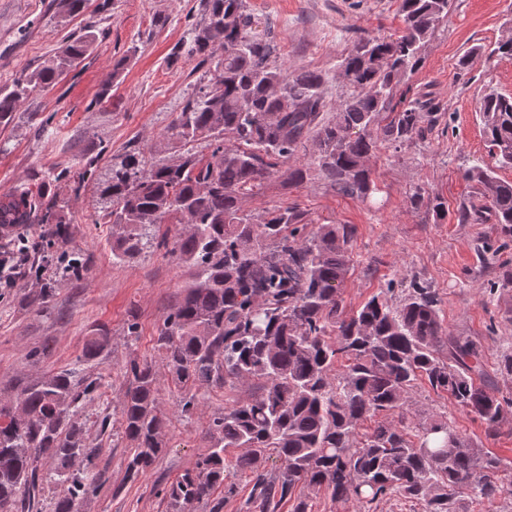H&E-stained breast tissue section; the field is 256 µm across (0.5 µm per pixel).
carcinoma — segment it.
<instances>
[{
    "instance_id": "cac0c4a2",
    "label": "carcinoma",
    "mask_w": 512,
    "mask_h": 512,
    "mask_svg": "<svg viewBox=\"0 0 512 512\" xmlns=\"http://www.w3.org/2000/svg\"><path fill=\"white\" fill-rule=\"evenodd\" d=\"M449 2L401 0L398 34L355 40L339 65L346 95L323 122L322 75L277 66L275 46L246 0H205L206 19L188 30L183 48L210 65V78L175 113L162 145L147 154L130 151L101 169L48 171L36 185L0 195V224L45 225L49 250L70 233L69 204L56 187L63 181L76 191L90 186L94 208L111 225L113 263L164 249L191 268L180 298L162 317L155 347L183 393L184 415L198 413L202 386L242 396L208 418L209 448L160 490L167 512H200L203 504L223 512L224 500L212 496L219 487L227 496L236 493L227 482L230 448L242 449L235 466L252 474L249 512H281L286 502L290 512H310L309 490L361 505L398 493L422 512H452L448 502L460 490L478 504L512 498V467L473 447L448 421L425 420L416 440L408 437L403 407L418 380L490 434L512 405L490 391L483 345L448 331L435 292L414 282L398 302L374 295L348 310L342 288L352 226L312 227L296 206L254 212L245 205L309 144L312 166L289 169L291 182L315 170L339 193L371 197L377 140L397 147L421 132L424 114L436 120L429 107L391 101L422 62ZM95 41L89 25L68 36L45 65L1 87L0 125L12 121L33 89L56 84L84 60ZM485 52L512 59V33L488 51L468 52L459 70ZM478 112L491 156L512 166V96L487 93ZM201 143L208 153L197 150ZM166 149L177 156H162ZM464 176L480 186L482 212L512 236V182L489 166ZM162 224L175 225L172 237H158ZM84 269L77 254L63 259L33 305L47 307L58 286ZM108 344V332L98 330L87 338L83 360H97ZM341 360L346 365L338 372ZM126 375L118 415L98 416V426L129 442L126 475L136 480L166 448L167 418L159 409L155 366L134 359ZM101 380L64 369L0 399V512L32 509L49 483L67 490L46 505L48 512H78L99 491L97 449L87 446L79 415L103 396ZM377 417L372 431L360 432L361 423ZM272 457L279 466L269 470ZM46 458L52 461L47 472Z\"/></svg>"
}]
</instances>
